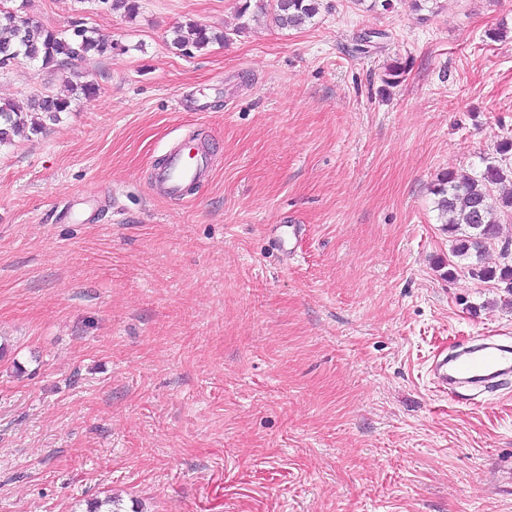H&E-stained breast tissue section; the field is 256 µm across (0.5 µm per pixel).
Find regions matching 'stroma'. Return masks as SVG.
<instances>
[{"instance_id":"1","label":"stroma","mask_w":512,"mask_h":512,"mask_svg":"<svg viewBox=\"0 0 512 512\" xmlns=\"http://www.w3.org/2000/svg\"><path fill=\"white\" fill-rule=\"evenodd\" d=\"M7 6L110 48L0 69L2 103L100 88L0 146V512H512V382L428 373L512 340L433 193L512 137V0H323L288 30L238 0ZM190 20L227 41L181 54ZM189 130L209 182L155 195ZM271 227L277 232L280 249L288 255L294 253V243L303 233L302 226L299 224H274Z\"/></svg>"}]
</instances>
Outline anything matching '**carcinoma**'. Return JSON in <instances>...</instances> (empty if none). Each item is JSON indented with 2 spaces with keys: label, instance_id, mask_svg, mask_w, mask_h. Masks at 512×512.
Here are the masks:
<instances>
[{
  "label": "carcinoma",
  "instance_id": "1",
  "mask_svg": "<svg viewBox=\"0 0 512 512\" xmlns=\"http://www.w3.org/2000/svg\"><path fill=\"white\" fill-rule=\"evenodd\" d=\"M103 3L111 11L129 18L139 9L138 0H103ZM252 7L254 16L266 17L277 28L287 30L311 22L320 12L321 0H288L285 6L277 0H243L240 15H246ZM225 39L226 34L190 20L175 27L171 47L189 54ZM105 50V45L87 28L57 30L29 20L22 26L13 11L0 8V68L19 59L48 68ZM70 104L69 99L45 91L30 98L29 109L55 121L59 113L69 110ZM25 109L13 102L0 104V145L10 143L25 131ZM511 172L508 165L499 162L486 164L473 176L445 172L434 190L438 217L451 238L453 256L475 259L469 266L473 277L481 281L497 280L509 291H512V263L507 259L512 255V239L501 240V216L512 213V194L496 197L491 189L505 181ZM498 241L505 262L496 267L482 265L487 246Z\"/></svg>",
  "mask_w": 512,
  "mask_h": 512
}]
</instances>
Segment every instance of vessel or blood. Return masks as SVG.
<instances>
[{
    "label": "vessel or blood",
    "mask_w": 512,
    "mask_h": 512,
    "mask_svg": "<svg viewBox=\"0 0 512 512\" xmlns=\"http://www.w3.org/2000/svg\"><path fill=\"white\" fill-rule=\"evenodd\" d=\"M193 143V136L188 134L167 151L153 175L159 194L184 198L207 181L208 157L194 151ZM429 374L432 384L442 392L463 385L486 388L512 376V347L481 343L462 347L450 355L440 351L432 359Z\"/></svg>",
    "instance_id": "b4317fda"
}]
</instances>
